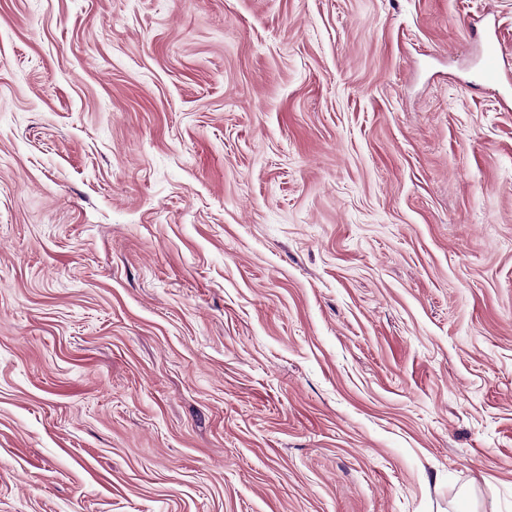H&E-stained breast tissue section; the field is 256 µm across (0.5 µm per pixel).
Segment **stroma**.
I'll use <instances>...</instances> for the list:
<instances>
[{"label": "stroma", "instance_id": "35a3bbf8", "mask_svg": "<svg viewBox=\"0 0 512 512\" xmlns=\"http://www.w3.org/2000/svg\"><path fill=\"white\" fill-rule=\"evenodd\" d=\"M0 512H512V0H0ZM480 78L488 85H496L500 81V64L494 43H489L480 60Z\"/></svg>", "mask_w": 512, "mask_h": 512}]
</instances>
